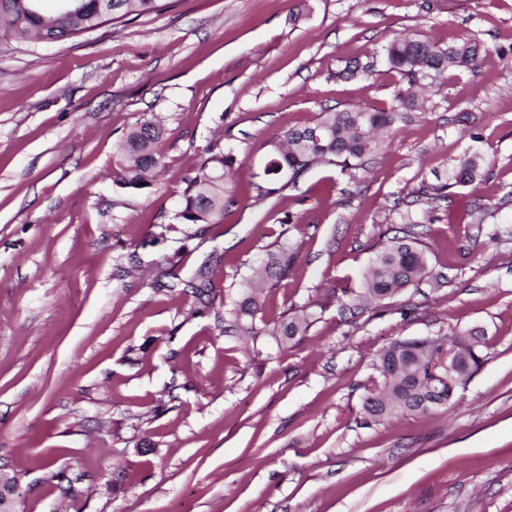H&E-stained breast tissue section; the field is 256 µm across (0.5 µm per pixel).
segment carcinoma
I'll return each mask as SVG.
<instances>
[{
	"label": "carcinoma",
	"instance_id": "obj_1",
	"mask_svg": "<svg viewBox=\"0 0 512 512\" xmlns=\"http://www.w3.org/2000/svg\"><path fill=\"white\" fill-rule=\"evenodd\" d=\"M80 12L61 16L57 8L44 7V0H0V37L33 43L50 44L82 36L100 29L106 23L121 21L131 15L141 16L161 9L159 0H80ZM484 50L472 39L453 41L442 47L425 39L395 37L385 49L390 69L407 84L395 104L387 109L361 107L333 108L320 112L307 126L291 128L272 144L265 168V185L257 187V198H279L296 186L312 166H334L342 172L364 170L374 155L392 139L407 112L417 107L413 87L427 79L458 69H474L482 61ZM163 130L160 123L143 117L126 131L112 170L113 184L122 192H138L152 187L165 168L161 148ZM236 160L224 151L221 140L207 143L203 160L194 175L185 178L179 191V203L171 222L160 225V236L178 231L181 224H195L191 237H199L211 224L224 223V212L238 203L230 189ZM485 157L473 151L461 157L448 172V179L423 192L427 201H447L456 188L479 184ZM405 228L401 234L386 239L376 253L363 291L350 296L351 307L380 303L402 290L433 278L426 246L418 231L419 221L413 213L400 214ZM177 251L162 261L157 281L177 278L175 270L181 261ZM296 254L286 246L267 252L266 263L242 280L238 298L224 310V332L242 336H269L279 345L305 335L309 323L289 308L270 325L263 319L267 289L294 274ZM210 266L204 264L193 278L184 283L192 290L202 308L213 307L209 278ZM485 336L476 332L460 341L456 352L461 355L459 373L449 382L429 386V365L441 361L440 349L428 353L419 339L398 340L379 352L374 369L381 378L379 386L369 390L363 408L375 421L405 414H422L432 409L448 408L453 395L483 363L481 350ZM17 481L10 477L0 485V507L13 512V494Z\"/></svg>",
	"mask_w": 512,
	"mask_h": 512
}]
</instances>
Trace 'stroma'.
I'll return each instance as SVG.
<instances>
[{
	"label": "stroma",
	"instance_id": "stroma-1",
	"mask_svg": "<svg viewBox=\"0 0 512 512\" xmlns=\"http://www.w3.org/2000/svg\"><path fill=\"white\" fill-rule=\"evenodd\" d=\"M395 36L473 39L370 165H317L257 200L271 143L328 106L391 107ZM370 74L345 77V67ZM161 121L156 186L113 207L126 129ZM481 136L485 176L427 213L421 191ZM234 150L238 203L201 239L161 234L212 136ZM412 201L434 274L352 315ZM297 224L284 227L285 215ZM298 251L272 322L285 346L224 336L154 263L204 258L233 302L237 262ZM484 330V361L449 409L373 421L375 356L399 339ZM0 470L16 512H512V0H170L166 10L42 47L0 41Z\"/></svg>",
	"mask_w": 512,
	"mask_h": 512
}]
</instances>
